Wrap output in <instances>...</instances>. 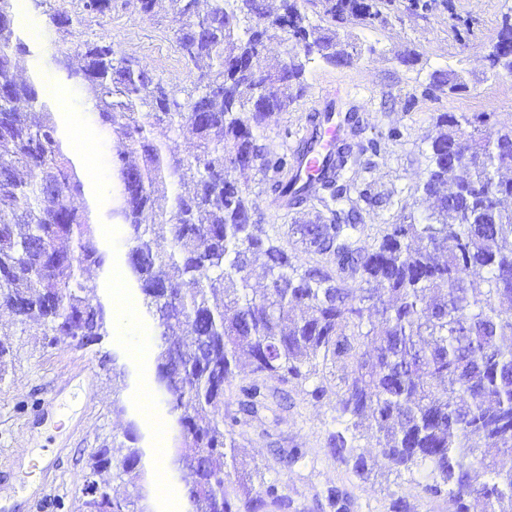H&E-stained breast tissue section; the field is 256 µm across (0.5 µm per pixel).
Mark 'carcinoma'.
Masks as SVG:
<instances>
[{"instance_id":"carcinoma-1","label":"carcinoma","mask_w":512,"mask_h":512,"mask_svg":"<svg viewBox=\"0 0 512 512\" xmlns=\"http://www.w3.org/2000/svg\"><path fill=\"white\" fill-rule=\"evenodd\" d=\"M169 2L184 18L176 50L191 87L175 93L112 42L82 40L76 55L52 56L74 90L87 125L115 135L108 208L84 201V173L71 157L47 94L16 78L17 58L30 54L18 28L22 6L0 0V329H41L43 343L71 339L79 349L112 335L113 312L98 283L84 276L124 262L140 320L155 333L149 387L168 417L166 467L184 483L186 512H288L278 481H244L247 463L236 440L246 417L268 409L265 379L312 381L326 395L337 380L336 410L345 426L329 435L339 461L360 476L371 472L358 445L377 439L389 470L425 467V492L448 495L455 512H512V124L486 112H443L428 137V165L415 192L428 206L401 215L364 246L363 216L351 196L355 178L375 167L379 146L357 137L364 119L340 117L344 134L329 146L321 171L302 183L296 167L321 142L324 113L306 118L308 133L288 152L262 143L269 121L285 111L316 60L346 65L362 48L310 21L298 0H281L275 18L296 39L292 61L262 63L270 17L265 0H138L157 15ZM34 15L62 39L74 25L112 14L115 0H29ZM335 21L351 16L383 22L380 0H322ZM500 51L482 57L486 70L512 75V15L498 33ZM430 86L467 90L463 71L436 69ZM189 132L192 150L179 154L171 135ZM270 174L280 207L317 205L315 224H291L302 262L270 236L255 204L232 180L234 165ZM192 184L171 207L160 200ZM116 227L107 238L104 228ZM259 264L267 285L251 288ZM481 274L475 282L472 275ZM252 378L239 385V413L224 412V389L242 356ZM112 411L126 417L124 453L104 446L83 473L85 512H155L156 485L146 468L148 432L130 391L143 369L106 351ZM104 471L112 481H99ZM131 487L112 495L111 482ZM329 512H351L338 488Z\"/></svg>"}]
</instances>
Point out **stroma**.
I'll return each instance as SVG.
<instances>
[{
    "label": "stroma",
    "instance_id": "35a3bbf8",
    "mask_svg": "<svg viewBox=\"0 0 512 512\" xmlns=\"http://www.w3.org/2000/svg\"><path fill=\"white\" fill-rule=\"evenodd\" d=\"M511 9L512 0H395L385 25L344 20L338 31L366 46V53L350 65L319 63L309 69L300 95L266 128L265 144L278 152L294 145L323 92L350 88V96H339V110L362 113L366 137L380 144L375 168L362 173L358 186L390 199L386 207L363 212L362 239L372 242L379 225L396 223L403 210L413 209L414 185L427 165L426 137L436 114L492 112L500 121L512 120V76L485 75L480 60ZM24 20L36 41L32 55L20 61V75L62 87L50 63L61 40L33 14H25ZM181 24L173 11L148 18L136 0H118L111 15L78 31L85 39H113L127 56L177 90L189 84L172 42ZM408 54L415 56L414 64L404 63ZM448 67L470 71L467 91L452 94L430 86L431 72ZM234 177L256 204L269 234L286 240L289 252L301 254L300 245L288 238V227L314 219L315 209L288 213L272 205L268 181L259 171H238ZM11 343L17 356L0 382V470L9 473L0 483V504L18 505L19 512H80L90 452L120 434L124 425L123 417L112 411V380L101 367V353L118 344L138 357L140 349L152 348V333L133 309L98 349L75 348L63 336L50 347L32 334L12 337ZM88 371L93 374L89 381L84 378ZM266 384L274 394L270 410L238 426L237 441L250 469L280 480L297 512H329L325 496L331 487L349 496L351 512H388L399 496L408 499L413 512H454L447 496L424 493L425 471L396 473L378 465L363 479L333 456L328 438L342 422L335 392L315 400L304 383L270 378ZM292 448L303 451L293 465L286 460ZM32 454L44 459L48 469L30 481L24 460Z\"/></svg>",
    "mask_w": 512,
    "mask_h": 512
}]
</instances>
